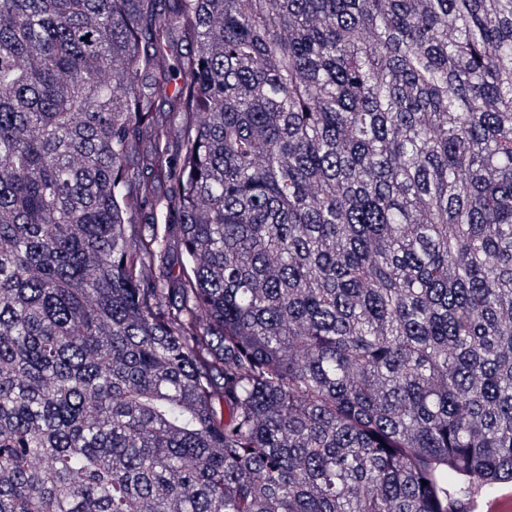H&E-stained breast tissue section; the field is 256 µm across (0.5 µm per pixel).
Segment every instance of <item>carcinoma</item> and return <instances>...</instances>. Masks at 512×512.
<instances>
[{"label": "carcinoma", "mask_w": 512, "mask_h": 512, "mask_svg": "<svg viewBox=\"0 0 512 512\" xmlns=\"http://www.w3.org/2000/svg\"><path fill=\"white\" fill-rule=\"evenodd\" d=\"M507 481L512 0H0V512Z\"/></svg>", "instance_id": "cac0c4a2"}]
</instances>
